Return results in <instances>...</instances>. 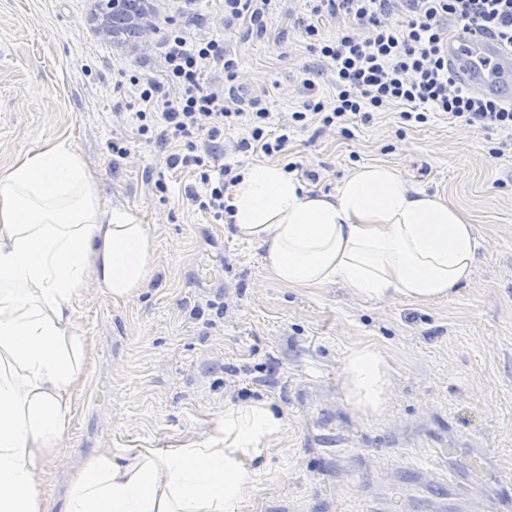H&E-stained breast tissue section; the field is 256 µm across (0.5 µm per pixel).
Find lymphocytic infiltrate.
<instances>
[{"instance_id": "lymphocytic-infiltrate-1", "label": "lymphocytic infiltrate", "mask_w": 512, "mask_h": 512, "mask_svg": "<svg viewBox=\"0 0 512 512\" xmlns=\"http://www.w3.org/2000/svg\"><path fill=\"white\" fill-rule=\"evenodd\" d=\"M310 20L301 33L334 77L335 92H320L314 79L301 82L302 102L287 124L272 129L264 99L240 106L234 97L205 88L204 74L221 68L233 80L237 59L223 40L188 41L178 31L160 43L174 98L160 97L150 80L138 88L136 130L146 140L167 146L182 142L186 153L168 156V167L197 171L201 189L185 192L188 204L223 220L231 208L225 199L240 181L237 165L216 164L224 131L244 127L242 150L273 157L285 151L292 128L336 129L374 115L396 113L399 123L424 124L437 114L472 127L495 131L492 158L512 154V104L484 97L458 85L448 67L445 47L449 25H479L512 48V0H307ZM338 22L336 35L322 33V19Z\"/></svg>"}]
</instances>
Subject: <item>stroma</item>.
I'll return each instance as SVG.
<instances>
[{"label":"stroma","instance_id":"obj_1","mask_svg":"<svg viewBox=\"0 0 512 512\" xmlns=\"http://www.w3.org/2000/svg\"><path fill=\"white\" fill-rule=\"evenodd\" d=\"M97 0H0V170L22 153L64 139L83 156L104 203L134 212L153 236L152 277L140 296L112 301L88 283L74 301L75 330L90 353L60 453L40 475L53 508L86 459L102 448H178L204 440L228 403L264 401L283 415L239 512H367L387 488L402 492L401 512H436L431 452L452 447L447 467L465 473L472 450L512 474V157L495 159L493 132L435 116L414 127L385 114L339 131L294 133L286 157L235 146L224 158L242 167L287 160L316 171L313 192H335L356 167L386 163L410 183L463 208L482 241L470 281L428 305L401 298L359 301L342 285L289 288L265 269L260 249L228 224L189 208L192 169H171L168 154L140 139L131 114L138 80L174 97L157 45L173 30L191 40H226L239 67L206 85L264 96L275 124L287 123L307 71L324 62L299 36L305 0H279L265 30L229 25L224 0H151L155 32L146 42L98 30ZM121 90H114L115 80ZM119 139L125 158L112 154ZM223 253L215 287L201 288L197 259ZM377 348L392 378L385 410L363 414L343 390L351 346ZM336 433L344 452L323 447Z\"/></svg>","mask_w":512,"mask_h":512}]
</instances>
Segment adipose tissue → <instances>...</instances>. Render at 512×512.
<instances>
[{
  "instance_id": "obj_1",
  "label": "adipose tissue",
  "mask_w": 512,
  "mask_h": 512,
  "mask_svg": "<svg viewBox=\"0 0 512 512\" xmlns=\"http://www.w3.org/2000/svg\"><path fill=\"white\" fill-rule=\"evenodd\" d=\"M231 203L233 235L261 249L277 281L341 284L364 302L450 297L470 280L482 246L462 209L388 165L357 167L332 194L256 165ZM152 252L148 225L101 204L70 142L24 152L0 170V512H48L37 478L63 445L89 352L73 330V301L91 279L112 301L138 296ZM343 382L361 412L386 407L390 373L377 350L349 349ZM284 427L265 403H230L204 441L101 450L72 478L63 512H238Z\"/></svg>"
}]
</instances>
